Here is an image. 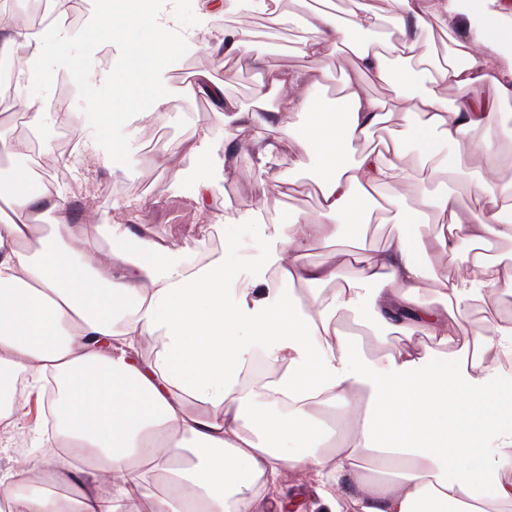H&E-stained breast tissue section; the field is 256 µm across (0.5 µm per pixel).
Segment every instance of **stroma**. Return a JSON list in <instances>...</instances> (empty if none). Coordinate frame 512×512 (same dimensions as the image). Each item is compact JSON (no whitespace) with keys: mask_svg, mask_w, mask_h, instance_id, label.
I'll return each instance as SVG.
<instances>
[{"mask_svg":"<svg viewBox=\"0 0 512 512\" xmlns=\"http://www.w3.org/2000/svg\"><path fill=\"white\" fill-rule=\"evenodd\" d=\"M130 8L140 6L162 13L176 10L179 25L168 33L173 51L162 62L159 81L170 94L168 115L162 123L150 121L147 114L135 115L121 121H112L103 114L100 104L110 98L112 88L100 83L87 82L73 71L68 57L93 56L103 62L104 68L123 69L127 66V48L131 40H149L147 31L130 26L126 15L116 18L117 29L109 43L92 38L97 24L99 0H82L80 24H68V49L66 53L47 54L45 62L55 74L52 83L31 87L30 97L45 100L47 115L40 128L32 130L11 121L14 98L0 100V128L12 135L34 140L39 148V165L45 180L62 188L72 204L78 222H85L86 200L96 203L99 220L123 224L127 213L113 210L114 200L129 203L130 209L143 213L154 236L168 245L171 253L181 256L194 249L200 240H210L216 234L207 216L199 214L191 196L199 178H207L213 187L214 211L227 235L235 239L238 252L231 258L239 273L252 275L260 265L263 253L252 238L249 225L239 220V215L249 205L255 190L251 174L258 159L246 149L234 127L224 129L221 140L205 145L202 161L185 160L178 180H171L158 169L155 161L161 154L181 152L184 144L197 131L211 125L212 114L206 98L194 94L189 85L173 81L175 73L192 76L208 73L220 78L224 68L215 62L201 43L218 36L221 22L200 5V0H128ZM224 9L235 18L251 17L257 39L266 45L265 61L271 67L296 69L304 61L293 50L295 34L288 24L269 23L259 13L251 12L246 0H222ZM83 113L89 127L108 126L109 140L123 146L126 171L115 177L109 172L103 156L82 155L79 161L60 165L67 156L68 141L62 138L61 111ZM236 154V176L227 172L226 155ZM92 178V193H85L84 180Z\"/></svg>","mask_w":512,"mask_h":512,"instance_id":"obj_1","label":"stroma"}]
</instances>
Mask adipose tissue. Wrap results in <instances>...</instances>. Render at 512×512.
I'll return each instance as SVG.
<instances>
[{"instance_id": "obj_1", "label": "adipose tissue", "mask_w": 512, "mask_h": 512, "mask_svg": "<svg viewBox=\"0 0 512 512\" xmlns=\"http://www.w3.org/2000/svg\"><path fill=\"white\" fill-rule=\"evenodd\" d=\"M506 15L485 0H347L341 11L324 0L301 16L296 52L308 65L295 70L261 66L260 46L239 26L205 42L220 62H258V85L275 107L264 114L228 98L232 70L206 77L197 90L213 101L211 126L159 166L179 177L185 157L231 124L260 161L257 192L272 182L284 197L295 187L292 170L267 165L288 142L318 192L314 219L242 215L266 250V271L255 276L228 264L230 240L220 253L202 241L175 258L143 224H105L101 237L89 236L55 186L29 187L27 141L1 133L12 168L0 191V447L14 440L18 375L33 391L55 379L58 422L51 434L28 429L34 479L0 471V512H126L136 489L146 490L148 512H262L287 469L317 486L322 512H340L343 485L350 512H512V374L502 368L512 360V318L500 310L512 293V256L488 252L491 241L512 242V182L463 171L458 155L440 153L448 143L498 167L512 161L497 135L500 109L512 102ZM431 17L462 21L441 65L426 33ZM133 22L155 32L157 48L132 49L130 67L106 78L126 113L146 104L160 121L169 96L156 75L177 18ZM355 32L363 41L352 42ZM346 43L351 68L329 108L315 91ZM64 47L59 28L36 31L21 16L0 28V56L23 58L28 85L50 80L42 56ZM370 82L385 84L388 97L369 94ZM487 84L494 94L484 99ZM448 88L460 90L455 102ZM396 115L400 129L370 145ZM452 176L464 179L472 207L442 192L408 202L384 194ZM378 209L398 233L374 252L347 249ZM464 244L471 277L439 272L456 265ZM320 248L327 257L311 262ZM325 284L336 287L331 297L320 294ZM364 302L362 326L379 345L371 354L338 322ZM476 307L493 313L492 330L472 328ZM395 331L404 342L387 349ZM148 337L160 350L144 358ZM191 399L211 414L194 412ZM86 473L116 480L102 492L82 482ZM164 475L172 492L149 491Z\"/></svg>"}]
</instances>
